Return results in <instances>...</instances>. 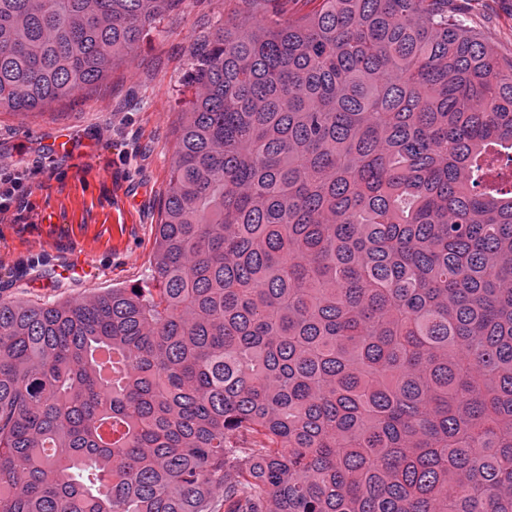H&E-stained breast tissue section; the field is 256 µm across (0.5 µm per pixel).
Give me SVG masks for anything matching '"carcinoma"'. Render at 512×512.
Listing matches in <instances>:
<instances>
[{
    "mask_svg": "<svg viewBox=\"0 0 512 512\" xmlns=\"http://www.w3.org/2000/svg\"><path fill=\"white\" fill-rule=\"evenodd\" d=\"M186 0H0V114ZM191 49L151 288L0 299V512H512V61L454 0Z\"/></svg>",
    "mask_w": 512,
    "mask_h": 512,
    "instance_id": "obj_1",
    "label": "carcinoma"
}]
</instances>
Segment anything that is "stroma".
Instances as JSON below:
<instances>
[{
    "label": "stroma",
    "instance_id": "1",
    "mask_svg": "<svg viewBox=\"0 0 512 512\" xmlns=\"http://www.w3.org/2000/svg\"><path fill=\"white\" fill-rule=\"evenodd\" d=\"M469 25L512 58V0H458ZM241 0H188L95 89L24 117L0 116V163L37 170L22 219L0 216V298L67 301L147 287L181 122L190 47ZM71 147L54 150L59 133ZM88 260L85 275L54 266Z\"/></svg>",
    "mask_w": 512,
    "mask_h": 512
}]
</instances>
